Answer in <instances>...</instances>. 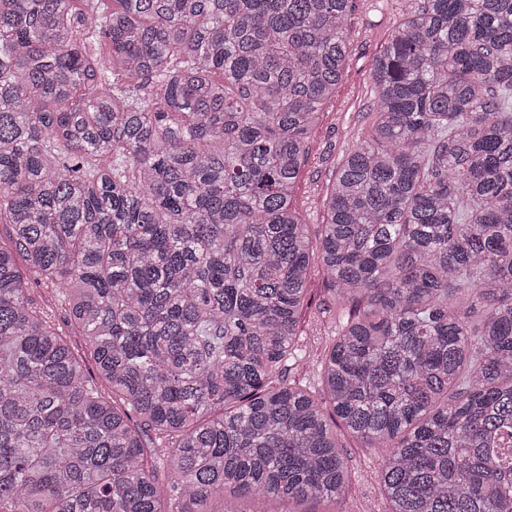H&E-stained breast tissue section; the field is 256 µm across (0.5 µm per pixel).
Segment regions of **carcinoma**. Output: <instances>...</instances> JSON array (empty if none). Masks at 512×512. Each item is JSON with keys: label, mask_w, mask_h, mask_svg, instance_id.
<instances>
[{"label": "carcinoma", "mask_w": 512, "mask_h": 512, "mask_svg": "<svg viewBox=\"0 0 512 512\" xmlns=\"http://www.w3.org/2000/svg\"><path fill=\"white\" fill-rule=\"evenodd\" d=\"M99 2L0 0V512H346L343 433L387 512H512V0H406L315 242L351 0ZM312 288H314V300L306 320L302 326V348L310 356V360L319 361L325 347L331 340L334 332V322L338 321L336 310L330 315H319L315 310L324 297V283L320 275L315 272ZM34 297L37 301H39L45 308L46 311L51 315L52 318H55L56 323H58L63 329L68 331L67 327L63 324V317H62V309H61V302L57 298H54L51 296V294H48L46 290L40 288L34 293ZM70 336H66V339L68 343L70 344V347L74 354L77 356L79 360L84 361L86 364V367L88 371L96 377L95 368L92 364V362L89 360L87 354H86V344L82 336H74L70 332H66Z\"/></svg>", "instance_id": "obj_1"}]
</instances>
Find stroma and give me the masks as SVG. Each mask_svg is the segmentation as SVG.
Returning <instances> with one entry per match:
<instances>
[{"label": "stroma", "mask_w": 512, "mask_h": 512, "mask_svg": "<svg viewBox=\"0 0 512 512\" xmlns=\"http://www.w3.org/2000/svg\"><path fill=\"white\" fill-rule=\"evenodd\" d=\"M404 0H353L348 63L336 94L310 141L308 161L295 192V205L306 223H321L322 199L343 156L362 139L371 122L373 90L369 68L373 57L401 19ZM337 314L309 311L302 326V348L311 360H320L333 336ZM355 474L352 512H386L388 503L376 478V453L366 448L349 450Z\"/></svg>", "instance_id": "obj_1"}]
</instances>
